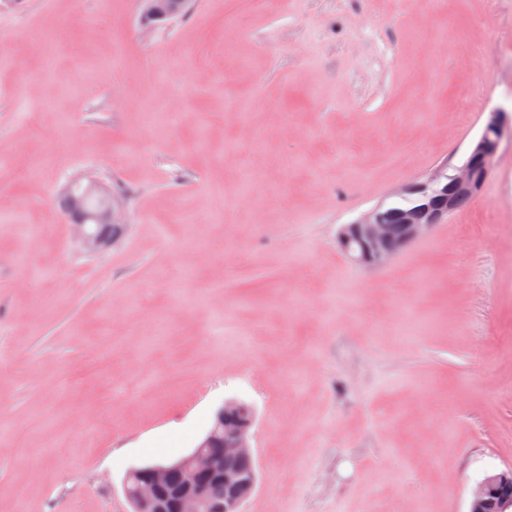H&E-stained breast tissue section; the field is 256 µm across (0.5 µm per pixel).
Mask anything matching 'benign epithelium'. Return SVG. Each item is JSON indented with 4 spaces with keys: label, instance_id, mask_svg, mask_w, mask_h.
<instances>
[{
    "label": "benign epithelium",
    "instance_id": "benign-epithelium-1",
    "mask_svg": "<svg viewBox=\"0 0 512 512\" xmlns=\"http://www.w3.org/2000/svg\"><path fill=\"white\" fill-rule=\"evenodd\" d=\"M512 142V114L491 109L478 137L472 141L461 165L440 168L418 180L394 197L406 203L394 213L398 230H393L377 205L338 233L341 250L367 269L389 265L412 242L447 222L463 196L476 198L494 170L500 148ZM98 208L96 224L124 223V215L112 195L111 185L90 180L80 191L69 194L68 223L76 244L89 254H101L118 240L92 232L83 223L86 198ZM255 423L253 407L241 400L224 402L197 445L170 462L131 469L124 491L132 512H242V506L257 487V463L251 440ZM221 486L224 494L213 496L210 488ZM468 512H512V467L486 475L477 485Z\"/></svg>",
    "mask_w": 512,
    "mask_h": 512
}]
</instances>
